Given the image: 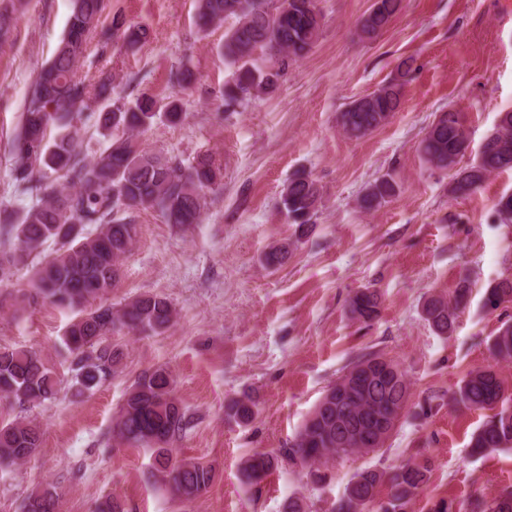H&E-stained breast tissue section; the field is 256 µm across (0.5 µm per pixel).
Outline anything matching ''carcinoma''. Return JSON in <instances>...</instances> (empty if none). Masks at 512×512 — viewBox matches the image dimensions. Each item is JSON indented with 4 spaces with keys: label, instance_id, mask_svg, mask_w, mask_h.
I'll return each instance as SVG.
<instances>
[{
    "label": "carcinoma",
    "instance_id": "cac0c4a2",
    "mask_svg": "<svg viewBox=\"0 0 512 512\" xmlns=\"http://www.w3.org/2000/svg\"><path fill=\"white\" fill-rule=\"evenodd\" d=\"M401 0H374L360 25V34L371 37L385 28L400 8ZM104 0H71L63 38L54 58L41 67L28 91L20 130L13 146L12 182L15 193L35 202L22 215L0 210V284L10 282L17 270L32 266L33 285L28 291L9 294L13 306L25 311L49 302L75 313L66 325L61 346L71 373L72 395L83 396L112 379L120 368L121 350L112 336L127 331L140 336L167 332L176 319L172 303L158 294L137 296L119 309L103 299L121 280V259L138 237L131 218L137 210L151 208L167 224H198L206 193L219 189L221 169L210 155L189 167L145 150L134 133L176 112H160L151 95L133 101L112 97L114 76L102 74L91 82L78 75L77 63L88 36L98 27ZM227 19L234 24L224 34L221 51L234 68L232 84L224 90L229 106L239 105L260 93L272 91L286 61L303 57L322 26L316 0H197L195 25L205 32ZM402 84L390 82L358 98L340 113L343 131L361 137L382 126L397 111ZM106 103L99 120L104 142L102 155L87 160L77 150L70 129L91 102ZM456 112L435 116L420 150L426 160L442 169L453 168L469 147ZM57 133L50 136V128ZM512 170V110L499 113L496 127L483 140L477 160L456 170L450 192L467 196L495 172ZM63 173L68 185L53 178ZM396 192L386 178L371 184L362 195L366 210L377 209ZM322 196L314 180L297 175L282 190L279 207L290 223L306 234L314 224ZM52 243L56 249L45 252ZM289 245L278 244L264 255L270 268L283 264ZM471 293L467 279L460 280L453 297L432 295L423 305L424 320L439 336L454 330L459 308ZM512 303V279L489 285L482 306L494 312ZM381 296L368 288L352 293L351 319L362 323L380 313ZM489 349L495 362H512V324L503 323L491 337ZM59 380L55 370L33 348L0 347V398L21 408L41 405L55 398ZM411 383L398 364L371 353L351 364L314 407L293 445L280 455L255 453L241 469L244 484H260L278 467L288 464L308 469L319 484L327 474L321 466L350 455H368L382 448L400 416L395 408L407 406ZM452 400L468 409L487 412L474 432L471 455L482 457L512 447V397L505 393L495 366L471 370ZM257 403L246 396L231 400L227 416L249 424ZM191 419L174 395V379L164 367L139 373L118 411L113 440L151 452L154 468L177 496L191 499L205 492L213 481L212 470L191 459H182L171 442L190 426ZM40 426L23 420L0 422V470L33 454L40 445ZM431 473L427 458H413L390 470L356 471L343 497L331 512H365L382 483L390 495L381 512H408L426 486ZM56 491L45 488L30 495L23 512H58ZM472 512H512V492L488 502L472 503Z\"/></svg>",
    "mask_w": 512,
    "mask_h": 512
}]
</instances>
